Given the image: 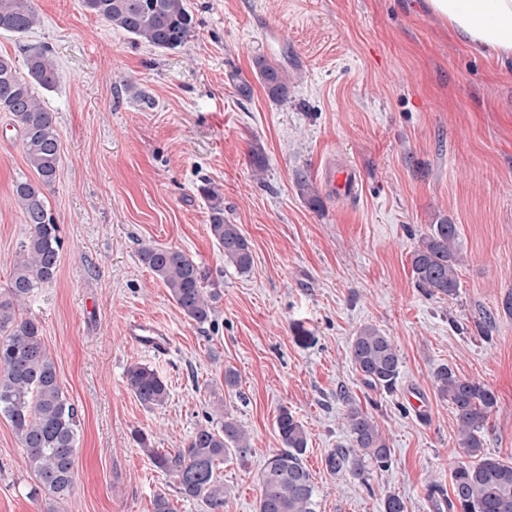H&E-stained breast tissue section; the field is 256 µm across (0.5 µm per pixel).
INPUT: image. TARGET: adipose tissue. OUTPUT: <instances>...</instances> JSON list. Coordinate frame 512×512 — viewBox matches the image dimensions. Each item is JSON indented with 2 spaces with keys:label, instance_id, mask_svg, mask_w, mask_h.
<instances>
[{
  "label": "adipose tissue",
  "instance_id": "1",
  "mask_svg": "<svg viewBox=\"0 0 512 512\" xmlns=\"http://www.w3.org/2000/svg\"><path fill=\"white\" fill-rule=\"evenodd\" d=\"M428 7L461 41L512 57V0H428Z\"/></svg>",
  "mask_w": 512,
  "mask_h": 512
}]
</instances>
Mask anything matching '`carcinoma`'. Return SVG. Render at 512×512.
Instances as JSON below:
<instances>
[{
	"mask_svg": "<svg viewBox=\"0 0 512 512\" xmlns=\"http://www.w3.org/2000/svg\"><path fill=\"white\" fill-rule=\"evenodd\" d=\"M85 11L135 39L159 49L185 45L195 28L184 0H80ZM38 23L32 0H0V32L24 34ZM23 67L0 54V112L10 115L19 134L34 178L15 182L13 200L27 226L19 244V259L7 287L0 291V415L7 418L26 451L30 468L41 486L57 498H66L73 487L79 418L75 404L64 394L56 366L48 354L36 319L18 316V307L36 290L55 279L62 238L48 209L46 192L55 184L61 160L56 117L41 101L38 90H49L59 76L50 49L24 47ZM254 67L272 98L288 92L285 68L263 56ZM295 183L314 208L321 207L307 176L298 173ZM210 201L211 237L224 251V261L238 271L252 267L253 253L247 238L235 224L224 222L219 195L204 190ZM459 228L446 218L428 225L411 254L412 274L430 295L452 296L459 283ZM139 257L166 288L180 312L198 324L208 322L214 311L215 293L207 292L204 274L192 258L171 248L144 246ZM351 357L364 382L372 388L393 390L400 373L401 358L391 337L368 325L351 341ZM126 385L147 407L160 406L168 398L166 381L153 367L134 363L125 371ZM439 396L448 401L458 423L459 446L466 460L452 474L450 512H512V462L484 452L483 432L497 404L484 385L441 367L434 374ZM350 436L347 448H335L327 456L330 472L349 470L362 478L366 466L388 465L390 448L379 426L368 412L343 398ZM276 427L283 449L272 454L259 475L257 512H315V485L303 462L307 434L293 414L284 409ZM136 439L148 452L153 466L175 479L186 499L202 500L209 512L224 508V482L217 467L227 458L245 461L251 451L250 438L238 421L226 416L215 429L202 426L184 448L159 451L150 447L147 434Z\"/></svg>",
	"mask_w": 512,
	"mask_h": 512,
	"instance_id": "cac0c4a2",
	"label": "carcinoma"
}]
</instances>
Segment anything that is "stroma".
Listing matches in <instances>:
<instances>
[{"mask_svg":"<svg viewBox=\"0 0 512 512\" xmlns=\"http://www.w3.org/2000/svg\"><path fill=\"white\" fill-rule=\"evenodd\" d=\"M33 4L40 24L21 37L0 32V54L53 52L59 80L42 98L62 160L47 200L63 248L54 281L20 314L40 323L81 427L74 485L57 503L0 416V512H154L160 492L174 512H207L153 467L135 434L171 451L228 415L249 433L251 454L219 467L223 512H257V477L282 447L284 408L307 432L316 512H384L391 494L405 512H434L429 482L451 494L464 459L434 385L443 366L494 392L485 451L512 457V59L456 40L424 0H185L196 28L175 51L134 41L78 0ZM258 56L287 61L286 99L256 78ZM332 160L357 170L360 190L312 208L295 174L322 192ZM30 174L0 112V288L25 233L12 187ZM206 187L251 243L248 273L209 234ZM443 217L460 230L451 297L418 288L410 262ZM148 244L204 271L216 294L208 323L185 318L141 263ZM487 313L495 323L485 337L477 324ZM136 318L166 332L167 352L127 336ZM367 325L401 355L393 393L367 387L351 359ZM134 363L165 379L163 405L129 391ZM228 368L238 376L230 391ZM343 391L390 448L388 467L363 480L325 463L350 443Z\"/></svg>","mask_w":512,"mask_h":512,"instance_id":"obj_1","label":"stroma"}]
</instances>
